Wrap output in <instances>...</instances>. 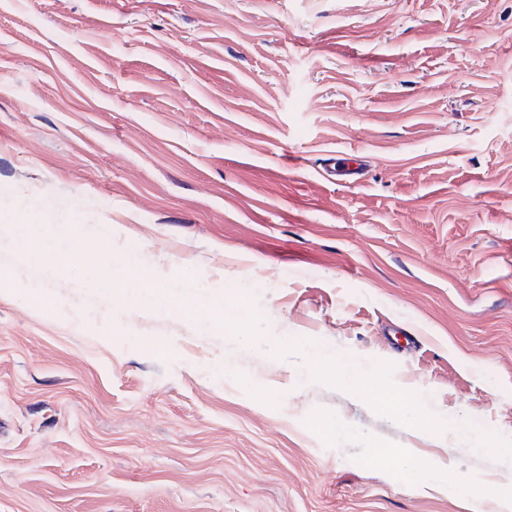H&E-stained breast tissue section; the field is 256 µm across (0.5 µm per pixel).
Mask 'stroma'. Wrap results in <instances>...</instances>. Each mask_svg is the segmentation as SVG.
Listing matches in <instances>:
<instances>
[{"instance_id":"obj_1","label":"stroma","mask_w":512,"mask_h":512,"mask_svg":"<svg viewBox=\"0 0 512 512\" xmlns=\"http://www.w3.org/2000/svg\"><path fill=\"white\" fill-rule=\"evenodd\" d=\"M4 224L69 251L0 240V512H512V0H0ZM305 342L491 449L298 383ZM5 230L15 244L25 245L26 252L38 259L56 252L65 244L64 240L59 238L33 235L28 224H6ZM143 291L146 300L155 309H165L169 307L174 300H180L183 302L182 311L187 317L196 319L201 312V306L192 300L191 294L180 292L179 294L167 293L161 295L153 289H143ZM439 422H442L443 431L442 437L444 438L448 432L452 438L457 439L458 441L469 442L471 443L468 448H490V443L477 435L471 433L468 428L467 423L464 420H458L453 423L448 429V420L443 415L438 416ZM382 461L390 468L398 470L406 483L424 487L448 488L445 469L429 466L416 458L399 459L383 455Z\"/></svg>"}]
</instances>
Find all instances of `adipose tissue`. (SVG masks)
<instances>
[{
  "mask_svg": "<svg viewBox=\"0 0 512 512\" xmlns=\"http://www.w3.org/2000/svg\"><path fill=\"white\" fill-rule=\"evenodd\" d=\"M303 354L307 364L300 371L301 378L326 376L359 394L374 392L378 384L377 371L359 362L311 345L304 347ZM383 461L390 468L398 470L407 483L441 489L448 486L445 469L427 465L415 458L399 459L387 455Z\"/></svg>",
  "mask_w": 512,
  "mask_h": 512,
  "instance_id": "1",
  "label": "adipose tissue"
}]
</instances>
